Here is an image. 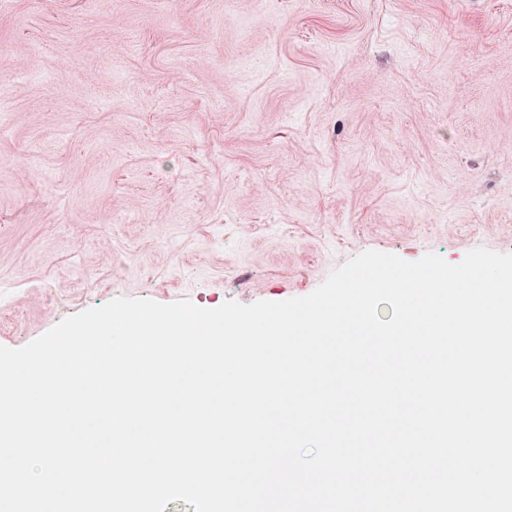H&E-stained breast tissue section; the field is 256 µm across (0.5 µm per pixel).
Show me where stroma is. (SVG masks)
I'll list each match as a JSON object with an SVG mask.
<instances>
[{
    "label": "stroma",
    "mask_w": 512,
    "mask_h": 512,
    "mask_svg": "<svg viewBox=\"0 0 512 512\" xmlns=\"http://www.w3.org/2000/svg\"><path fill=\"white\" fill-rule=\"evenodd\" d=\"M477 247L512 254V0H0V345Z\"/></svg>",
    "instance_id": "35a3bbf8"
}]
</instances>
